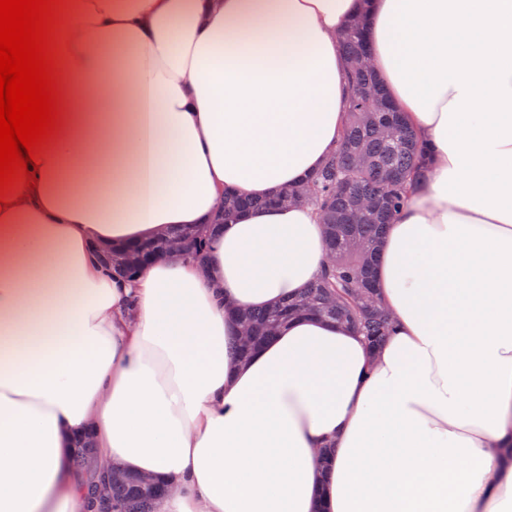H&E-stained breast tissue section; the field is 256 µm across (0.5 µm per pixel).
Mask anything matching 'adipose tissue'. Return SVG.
I'll list each match as a JSON object with an SVG mask.
<instances>
[{
  "label": "adipose tissue",
  "instance_id": "ef3b65f1",
  "mask_svg": "<svg viewBox=\"0 0 512 512\" xmlns=\"http://www.w3.org/2000/svg\"><path fill=\"white\" fill-rule=\"evenodd\" d=\"M363 11L431 150L380 247L395 329L297 317L239 358L235 310L326 264L313 208L239 216L203 265L97 250L305 184ZM55 34L61 127L0 207V512H87L84 433L154 512H512V0H64Z\"/></svg>",
  "mask_w": 512,
  "mask_h": 512
}]
</instances>
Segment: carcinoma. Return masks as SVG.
I'll list each match as a JSON object with an SVG mask.
<instances>
[{
	"label": "carcinoma",
	"instance_id": "carcinoma-1",
	"mask_svg": "<svg viewBox=\"0 0 512 512\" xmlns=\"http://www.w3.org/2000/svg\"><path fill=\"white\" fill-rule=\"evenodd\" d=\"M338 43L348 64L350 93L345 131L335 154L303 193L284 191L265 200L224 194L226 219L242 209L280 205L287 197L316 207L323 216L329 255L322 277L299 299L241 317V330L249 335L246 340L238 338L242 355L273 336L288 318L300 315L344 322L373 347L389 334L391 317L377 297L373 268L385 226L407 203L410 186L429 159V149L418 142L372 68L354 65L358 57L370 55L364 21L345 27ZM170 238L192 240L194 257L205 261L206 230L177 228ZM162 248L161 239L140 242L111 250L106 260L136 273ZM164 494V486L146 485L140 476L126 473L112 482L110 499L115 512H153V501Z\"/></svg>",
	"mask_w": 512,
	"mask_h": 512
}]
</instances>
